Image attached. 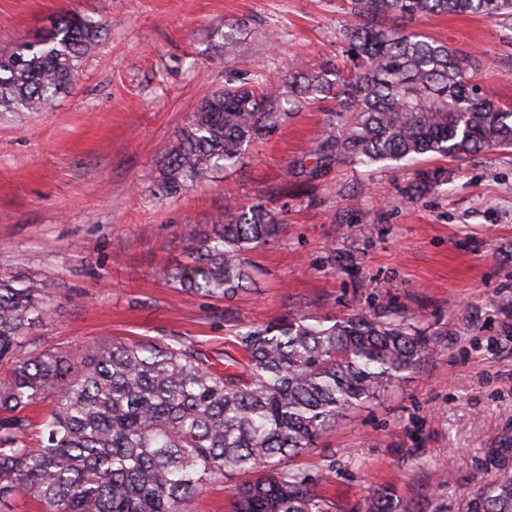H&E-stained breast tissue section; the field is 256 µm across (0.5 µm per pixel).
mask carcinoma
<instances>
[{
	"instance_id": "carcinoma-1",
	"label": "carcinoma",
	"mask_w": 512,
	"mask_h": 512,
	"mask_svg": "<svg viewBox=\"0 0 512 512\" xmlns=\"http://www.w3.org/2000/svg\"><path fill=\"white\" fill-rule=\"evenodd\" d=\"M340 35L348 60L279 85L227 78L204 98L168 153L158 192L180 194L235 166L305 105L334 101L311 167L407 168L427 158L463 162L512 149V108L494 103L448 44L390 25L431 15H512V0H352ZM224 48H238L224 23ZM100 27L62 15L35 43L0 52V112L44 109L75 82ZM446 181L414 173V199ZM224 209L188 261L167 273L191 295L232 298L254 281L249 254L278 243L284 225L267 205ZM52 300L30 278L0 269V512L23 494L41 512H193L209 485L228 486L230 512H335L322 473L288 460L420 367L436 334L400 309L317 317L301 311L236 332V354L215 358L175 336L114 341L71 370L68 355L26 339ZM352 512H417L378 489ZM460 512H512V472L463 495Z\"/></svg>"
}]
</instances>
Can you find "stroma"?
I'll use <instances>...</instances> for the list:
<instances>
[{
    "label": "stroma",
    "instance_id": "obj_1",
    "mask_svg": "<svg viewBox=\"0 0 512 512\" xmlns=\"http://www.w3.org/2000/svg\"><path fill=\"white\" fill-rule=\"evenodd\" d=\"M349 0H0V50L70 14L101 23L71 89L40 112L0 114V268L39 281L56 304L32 341L74 366L113 339L177 336L235 344L239 324L303 311L340 317L391 306L439 335L419 369L341 422L300 467L351 508L378 487L424 512H459L496 467L512 471V152L445 159V191L405 194L411 173L341 165L288 176L322 139L324 104L298 112L235 170L156 195L169 149L235 64L224 24L248 39L267 83L343 55ZM413 30L465 53L486 93L512 106V15H441ZM273 189L284 231L253 252L256 284L230 301L187 294L164 271L225 207Z\"/></svg>",
    "mask_w": 512,
    "mask_h": 512
}]
</instances>
